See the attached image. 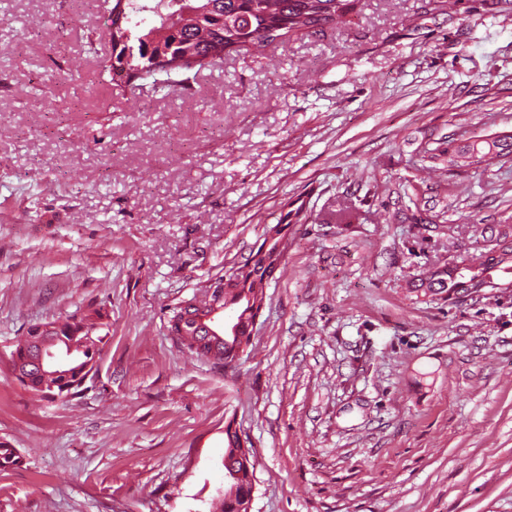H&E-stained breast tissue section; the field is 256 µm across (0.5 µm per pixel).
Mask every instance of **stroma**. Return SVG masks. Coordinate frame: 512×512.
Segmentation results:
<instances>
[{
    "instance_id": "35a3bbf8",
    "label": "stroma",
    "mask_w": 512,
    "mask_h": 512,
    "mask_svg": "<svg viewBox=\"0 0 512 512\" xmlns=\"http://www.w3.org/2000/svg\"><path fill=\"white\" fill-rule=\"evenodd\" d=\"M355 0L186 91L115 95L100 0H0V512H212L224 426L251 512H512V281L412 292L512 230V4ZM285 225L251 346L190 355L175 307ZM103 314L72 396L9 372L32 325ZM503 141V142H502ZM512 153V142L505 139L499 141L472 142L469 145L452 148L448 146V169L469 167L475 162L491 164L498 157H504Z\"/></svg>"
}]
</instances>
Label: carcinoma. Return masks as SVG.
Wrapping results in <instances>:
<instances>
[{
  "mask_svg": "<svg viewBox=\"0 0 512 512\" xmlns=\"http://www.w3.org/2000/svg\"><path fill=\"white\" fill-rule=\"evenodd\" d=\"M352 7L351 0H112L107 22L115 23L113 15L122 18L121 27L112 37L124 40L121 52L126 54L123 68L115 71L112 58L101 57L99 67L109 73L112 92L124 95L135 87V81L157 73L166 75L201 71L235 53L244 59L256 58V51L274 42H284L291 35L313 36L336 24ZM512 153V142H473L448 148V168H464L474 163L491 164L498 157ZM284 226L266 227L263 240L248 257L228 275L231 288L219 300V307L235 314L236 331H224V337L209 334L198 318L212 312L215 295L204 289L195 298V318L184 321L179 340L186 349L201 358H211L226 365L232 363L240 350L251 344L255 304L264 300L267 270L284 258L280 248ZM512 274V248L500 255L489 251L467 261L463 266L450 264L429 272L425 294L448 293L460 300L466 286L489 285L496 274ZM64 327L80 332L89 344L65 369L72 382L81 373L86 361L95 357L102 337L94 335L96 322L87 316L72 314ZM224 429L227 446L224 470L228 485L224 497L214 505V512H241L245 498L254 485L253 452L244 447L238 433Z\"/></svg>",
  "mask_w": 512,
  "mask_h": 512,
  "instance_id": "obj_1",
  "label": "carcinoma"
}]
</instances>
